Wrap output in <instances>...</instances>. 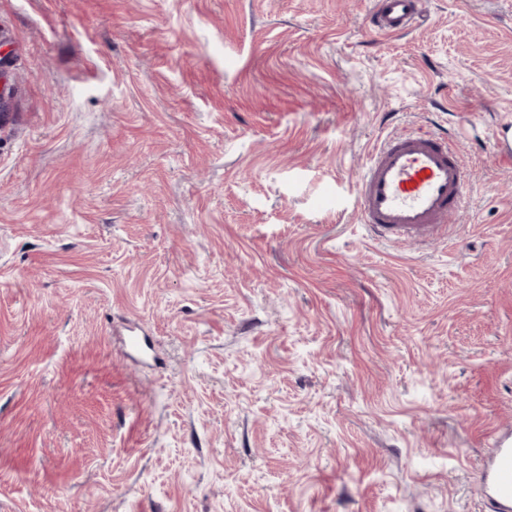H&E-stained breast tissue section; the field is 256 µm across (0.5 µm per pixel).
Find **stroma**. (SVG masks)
Returning <instances> with one entry per match:
<instances>
[{"label":"stroma","mask_w":512,"mask_h":512,"mask_svg":"<svg viewBox=\"0 0 512 512\" xmlns=\"http://www.w3.org/2000/svg\"><path fill=\"white\" fill-rule=\"evenodd\" d=\"M0 0V512H479L512 429V0ZM459 130L454 240L356 180ZM422 16V0H376L370 20L378 31L393 35L415 26Z\"/></svg>","instance_id":"35a3bbf8"}]
</instances>
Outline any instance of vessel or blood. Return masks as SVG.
<instances>
[{"label": "vessel or blood", "instance_id": "1", "mask_svg": "<svg viewBox=\"0 0 512 512\" xmlns=\"http://www.w3.org/2000/svg\"><path fill=\"white\" fill-rule=\"evenodd\" d=\"M422 0H375L370 20L388 35L415 26ZM468 165L448 135L389 134L369 155L357 181L362 224L382 242H424L453 236L448 222L469 191ZM482 512H512V438L500 434L478 470Z\"/></svg>", "mask_w": 512, "mask_h": 512}]
</instances>
